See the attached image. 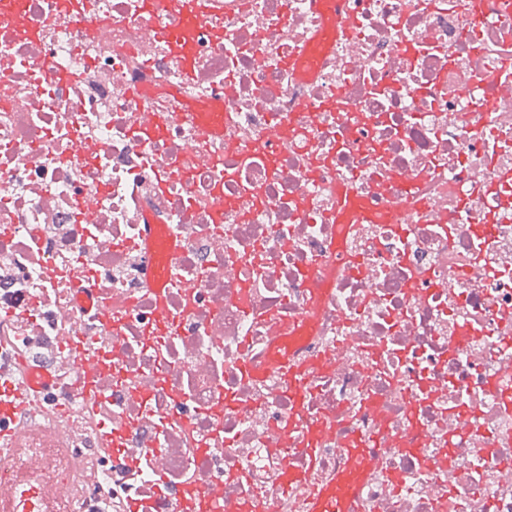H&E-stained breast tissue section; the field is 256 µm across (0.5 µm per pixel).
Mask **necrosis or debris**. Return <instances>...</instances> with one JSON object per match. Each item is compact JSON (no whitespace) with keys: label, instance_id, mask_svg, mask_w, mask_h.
<instances>
[{"label":"necrosis or debris","instance_id":"obj_1","mask_svg":"<svg viewBox=\"0 0 512 512\" xmlns=\"http://www.w3.org/2000/svg\"><path fill=\"white\" fill-rule=\"evenodd\" d=\"M174 21L0 0V512H309L350 440L356 512H512V0H224L190 74ZM36 391L30 384H28V388L25 384L17 386L16 392L13 393L15 406L10 411L9 418L1 420L0 430L5 429L4 432L17 433L25 429L28 406L36 398Z\"/></svg>","mask_w":512,"mask_h":512}]
</instances>
